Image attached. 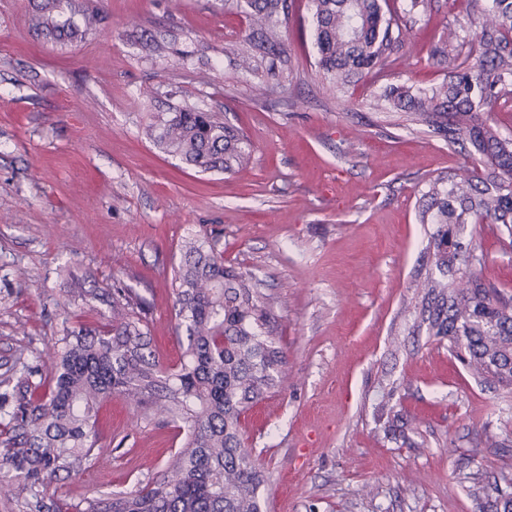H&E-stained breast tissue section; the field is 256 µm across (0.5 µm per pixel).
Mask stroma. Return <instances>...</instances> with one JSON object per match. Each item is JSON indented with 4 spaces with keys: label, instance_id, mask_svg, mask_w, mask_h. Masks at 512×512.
<instances>
[{
    "label": "stroma",
    "instance_id": "stroma-1",
    "mask_svg": "<svg viewBox=\"0 0 512 512\" xmlns=\"http://www.w3.org/2000/svg\"><path fill=\"white\" fill-rule=\"evenodd\" d=\"M37 2L0 0V374L63 326L106 323L110 310L91 293L116 281L145 300L152 346L176 364L180 245L215 238L225 265L259 280L287 358L285 385L243 421L269 474L268 512H474L473 474L512 462V399L410 335L403 313L428 266L422 195L454 172L458 147L403 113L373 111V80L330 88L315 66L309 0H292L289 88L274 97L225 69L224 35L246 22L221 0H62L65 14L102 17L67 45L33 29ZM454 24L475 31L467 0H434L392 79L440 84L428 53ZM168 31L190 53L185 65L143 59L141 38ZM172 90L243 131L246 169L200 173L147 139L153 101ZM473 244L485 279L512 295V249L479 228ZM386 380L424 447L385 438L373 407ZM486 423L501 447H475ZM184 438L105 402L99 451L56 481V497L76 504L145 485Z\"/></svg>",
    "mask_w": 512,
    "mask_h": 512
}]
</instances>
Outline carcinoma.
<instances>
[{"label":"carcinoma","instance_id":"cac0c4a2","mask_svg":"<svg viewBox=\"0 0 512 512\" xmlns=\"http://www.w3.org/2000/svg\"><path fill=\"white\" fill-rule=\"evenodd\" d=\"M243 14L248 31L224 41V57L257 80L268 96L285 89L291 66L281 35L288 0H223ZM431 0H311L316 65L330 87L388 75L394 56L410 45L413 23ZM477 32L450 27L431 51L446 67L429 89L390 83L374 94L379 112H402L424 131L460 146L454 173L436 178L419 207L422 224L435 225L429 268L414 285L413 327L448 349L474 380L512 393V296L488 284L476 263L474 224H489L512 245V135L493 113L512 102V0H487ZM58 0H42L31 19L63 43L83 38L101 22L84 12L83 24L60 20ZM148 134L154 146L202 172L235 173L251 159L244 135L217 112L187 104L157 112ZM176 318L184 332L179 362L156 355L143 301L112 286L110 320L95 329L63 334L45 353L53 386L47 398L21 401L38 368L19 355L0 376V411L14 436L0 449V495L24 497L27 512H62L47 496L56 478L81 472L98 442L100 409L124 399L146 421L178 422L183 446L160 478L74 506V512H266L269 476L243 439L242 416L286 380V357L272 336L270 316L252 272L224 266L218 240H190L174 267ZM385 434L419 448L415 418L389 408ZM475 512H512V464L472 477Z\"/></svg>","mask_w":512,"mask_h":512}]
</instances>
